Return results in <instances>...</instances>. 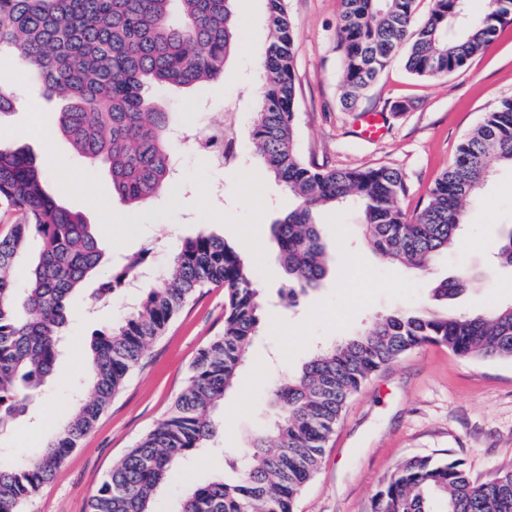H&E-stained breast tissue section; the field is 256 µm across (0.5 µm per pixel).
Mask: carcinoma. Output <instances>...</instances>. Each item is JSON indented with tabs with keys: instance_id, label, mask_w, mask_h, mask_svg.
Here are the masks:
<instances>
[{
	"instance_id": "1",
	"label": "carcinoma",
	"mask_w": 512,
	"mask_h": 512,
	"mask_svg": "<svg viewBox=\"0 0 512 512\" xmlns=\"http://www.w3.org/2000/svg\"><path fill=\"white\" fill-rule=\"evenodd\" d=\"M237 0H0V64L14 60L50 98L61 99L59 132L81 157L105 165L112 191L128 206L151 202L172 184L168 112L149 89L218 79L240 39ZM268 2V41L259 62L260 104L251 137L262 167L298 204L272 227L288 277L284 299L319 286L327 248L316 222L326 206L354 201L370 250L381 259L427 269L460 235L468 205L479 199L495 163L512 166V96L485 113L434 181L423 207L408 213L404 174L380 165L327 169L295 148V31L286 0ZM341 0L336 23L339 101L351 111L405 51L406 70L442 79L463 68L512 21V0ZM0 205L17 214L0 236V429L11 428L52 375L63 348L70 304L84 280L99 273L106 251L82 213L55 200L45 175L23 146L0 145ZM42 242L20 283L15 272L30 239ZM498 262L512 269V229ZM137 262L104 279L93 299L110 298ZM472 271L433 288L443 304L463 292ZM203 288L224 289V329L197 354L188 386L169 412L108 472L89 512H152L160 485L189 453L207 446L216 410L238 381L246 347L258 335L260 289L252 268L224 238L201 232L184 240L164 275L125 316L91 340L90 393L42 451L0 467V512L22 506L49 483L67 454L94 427L137 367L147 346ZM441 345L468 359L512 361V304L480 314L400 309L363 333L314 351L276 385L273 424L256 432L234 483L216 479L189 490L179 512H293L317 473L342 411L368 377L407 352ZM369 512H512V468L489 480L471 478L463 463L412 457L384 479Z\"/></svg>"
}]
</instances>
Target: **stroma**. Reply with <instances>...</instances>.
I'll list each match as a JSON object with an SVG mask.
<instances>
[{"label":"stroma","mask_w":512,"mask_h":512,"mask_svg":"<svg viewBox=\"0 0 512 512\" xmlns=\"http://www.w3.org/2000/svg\"><path fill=\"white\" fill-rule=\"evenodd\" d=\"M296 40V146L305 161L325 168L387 165L402 171L409 192L402 201L414 211L426 200L435 177L447 168L463 136L496 102L512 96V22L452 75L429 81L410 76L394 60L348 112L339 104L336 21L340 0H287ZM242 21L237 50L220 80L162 89L154 96L173 124L190 131L213 120L234 127L235 148L224 165L188 152L178 157L183 183L143 207L125 205L112 191L106 168L74 154L58 134L60 106L41 87L20 81L17 108L0 120V143L27 147L46 175V188L61 204L81 211L104 236L105 271L119 272L127 259L168 264L184 239L206 231L233 245L258 235L263 245L244 251L265 303L260 332L246 349L237 385L226 392L215 448L195 451L156 495L155 512H177L188 488L221 475L234 480L228 463L243 454L252 435L269 426L273 386L297 371L309 354L360 334L382 316L431 305L436 283L461 266L474 273L462 294L450 300L455 312H479L512 303V270L494 261L502 234L512 229V167L494 165L480 199L464 218L453 250L419 272L381 261L369 250L356 209L339 206L318 214V228L330 264L318 288L285 306L287 276L271 226L295 206L274 178L249 164V137L259 82L257 64L267 44V0H239ZM382 116L378 138L360 135L363 114ZM38 124L39 133L23 130ZM85 176L92 193L74 185ZM119 213L105 220L104 207ZM100 277L90 278L72 304L65 350L27 413L0 433V465L37 455L72 411V399L87 395L82 365L95 331L120 318L129 294L116 290L96 304L88 295ZM224 327V291L207 288L151 343L141 365L71 450L54 479L23 512H89V501L106 474L167 413L186 387L199 350ZM461 461L473 478L485 480L512 466V361L468 360L448 348L426 345L375 372L347 402L326 445L317 474L302 490L295 512H368L378 485L414 456Z\"/></svg>","instance_id":"stroma-1"}]
</instances>
